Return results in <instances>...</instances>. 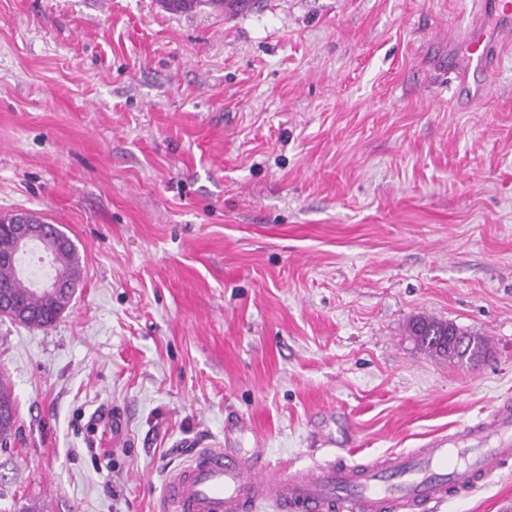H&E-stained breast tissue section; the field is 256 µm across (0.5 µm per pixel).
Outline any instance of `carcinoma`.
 I'll use <instances>...</instances> for the list:
<instances>
[{
	"label": "carcinoma",
	"mask_w": 512,
	"mask_h": 512,
	"mask_svg": "<svg viewBox=\"0 0 512 512\" xmlns=\"http://www.w3.org/2000/svg\"><path fill=\"white\" fill-rule=\"evenodd\" d=\"M57 252L65 255L63 264L55 267V274L76 288L82 271L79 252L72 243L59 245ZM0 298L7 303L38 312L56 322L70 304L72 293H45L34 288L32 274L22 264L0 265ZM410 335L416 344L450 361L462 362V355L474 360L487 355L488 339L479 333L465 330L452 322L420 315L412 320ZM15 402L7 382L0 380V448H6L16 439Z\"/></svg>",
	"instance_id": "1"
}]
</instances>
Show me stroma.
Returning <instances> with one entry per match:
<instances>
[{
  "label": "stroma",
  "mask_w": 512,
  "mask_h": 512,
  "mask_svg": "<svg viewBox=\"0 0 512 512\" xmlns=\"http://www.w3.org/2000/svg\"><path fill=\"white\" fill-rule=\"evenodd\" d=\"M470 0H0V215L75 243L51 327L0 317V512H157L199 444L368 463L512 403V53L446 71ZM419 314L486 336L465 367ZM425 512H512V463ZM15 402L7 382L0 380V448H7L16 439Z\"/></svg>",
  "instance_id": "stroma-1"
}]
</instances>
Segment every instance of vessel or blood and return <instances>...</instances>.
Listing matches in <instances>:
<instances>
[{
    "mask_svg": "<svg viewBox=\"0 0 512 512\" xmlns=\"http://www.w3.org/2000/svg\"><path fill=\"white\" fill-rule=\"evenodd\" d=\"M456 40L466 63L448 62L454 95L473 105L490 93V76L512 44V0H475L474 18ZM474 433L479 440L495 434V446L459 448L438 436L369 466L330 461L284 472L265 464L261 447L199 448L168 473L159 512H253L263 503L279 512H402L408 505L423 512L512 461V406L496 407Z\"/></svg>",
    "mask_w": 512,
    "mask_h": 512,
    "instance_id": "1",
    "label": "vessel or blood"
}]
</instances>
